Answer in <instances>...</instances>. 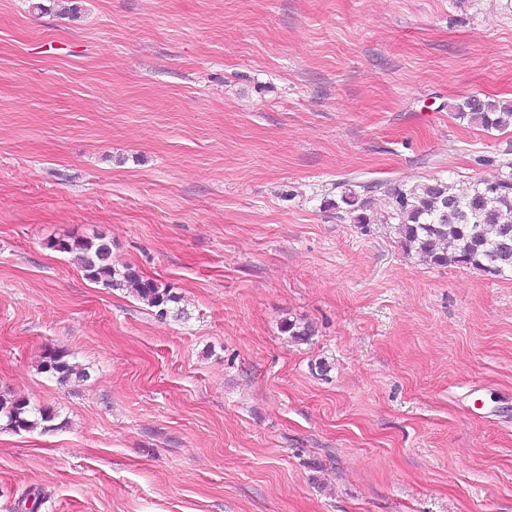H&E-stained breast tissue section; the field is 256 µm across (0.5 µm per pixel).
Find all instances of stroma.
Listing matches in <instances>:
<instances>
[{"instance_id": "35a3bbf8", "label": "stroma", "mask_w": 512, "mask_h": 512, "mask_svg": "<svg viewBox=\"0 0 512 512\" xmlns=\"http://www.w3.org/2000/svg\"><path fill=\"white\" fill-rule=\"evenodd\" d=\"M470 96L512 0H0V397L57 413L0 425V512H512V277L332 206L512 175ZM98 235L184 315L50 246ZM368 204L369 201L361 198L360 193L356 190L344 188V191H341L339 197L336 199V203H332V206L338 211L353 215L352 218L356 224H375L373 215L367 213L370 211ZM38 370L55 379L59 384L66 385L72 381L88 378L86 368L71 358L64 349H48L41 355Z\"/></svg>"}]
</instances>
